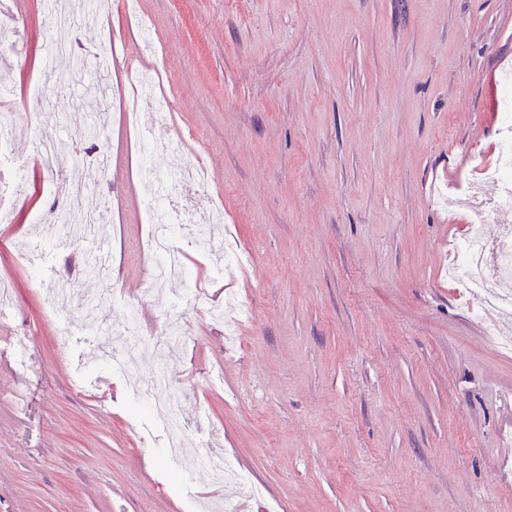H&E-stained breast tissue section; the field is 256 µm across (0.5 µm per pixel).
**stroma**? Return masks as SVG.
Segmentation results:
<instances>
[{
    "label": "stroma",
    "mask_w": 512,
    "mask_h": 512,
    "mask_svg": "<svg viewBox=\"0 0 512 512\" xmlns=\"http://www.w3.org/2000/svg\"><path fill=\"white\" fill-rule=\"evenodd\" d=\"M142 21L155 56L134 36L101 76L94 55ZM71 39L51 55L44 0H0V86L28 102L0 111V512H216L211 452L248 482L247 512H512V354L441 274L471 212L431 185L496 157L512 0H137ZM132 71L172 101L163 120L138 105L134 130L86 95L105 80L134 98ZM143 135L181 152L142 159ZM44 136L55 162H105L95 191L57 189ZM145 162L211 175L187 187L200 224L172 227L187 276L158 294L127 195ZM62 209L99 212L96 242ZM173 305L185 345L105 359L129 322L159 337ZM160 372L176 454L140 392Z\"/></svg>",
    "instance_id": "35a3bbf8"
}]
</instances>
